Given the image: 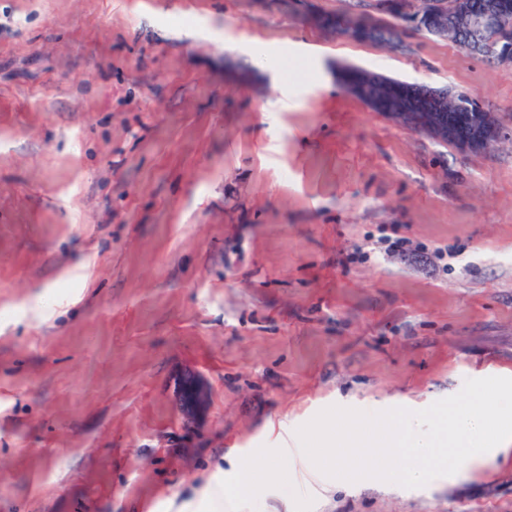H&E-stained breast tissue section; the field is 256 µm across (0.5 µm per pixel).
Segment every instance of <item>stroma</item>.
I'll return each mask as SVG.
<instances>
[{
	"mask_svg": "<svg viewBox=\"0 0 512 512\" xmlns=\"http://www.w3.org/2000/svg\"><path fill=\"white\" fill-rule=\"evenodd\" d=\"M376 3L0 0V512H202L243 460L294 479L248 512H512V453L407 489L300 449L329 407L512 376V67L316 22ZM344 65L473 92L505 136L412 131ZM503 137V131L498 125L483 126L474 124L470 134L462 140L456 141L453 145L461 152H471L475 146L483 145L489 141L499 140Z\"/></svg>",
	"mask_w": 512,
	"mask_h": 512,
	"instance_id": "obj_1",
	"label": "stroma"
}]
</instances>
